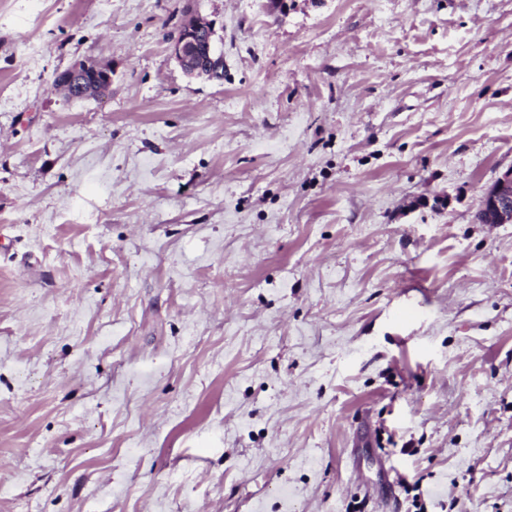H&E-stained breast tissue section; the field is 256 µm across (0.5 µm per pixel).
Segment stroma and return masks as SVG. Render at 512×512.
<instances>
[{"label":"stroma","mask_w":512,"mask_h":512,"mask_svg":"<svg viewBox=\"0 0 512 512\" xmlns=\"http://www.w3.org/2000/svg\"><path fill=\"white\" fill-rule=\"evenodd\" d=\"M286 5L0 0V512H512V0ZM215 29L210 22L191 19L181 26L171 42V54L184 73L190 77L218 79L223 55L214 48ZM57 85L66 93L71 87L87 88L84 97L101 98L111 90L112 68L93 60L78 61L58 75ZM478 212L482 224L512 223V168L503 172L484 189Z\"/></svg>","instance_id":"1"}]
</instances>
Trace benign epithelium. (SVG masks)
Here are the masks:
<instances>
[{"label":"benign epithelium","instance_id":"7a95c632","mask_svg":"<svg viewBox=\"0 0 512 512\" xmlns=\"http://www.w3.org/2000/svg\"><path fill=\"white\" fill-rule=\"evenodd\" d=\"M215 29L209 22L191 19L181 26L171 42V54L190 77L217 79L223 55L214 48ZM57 85L64 91L76 86L87 98L103 97L112 87V68L97 61L82 60L58 75ZM478 212L484 224L512 223V168L487 186L480 197Z\"/></svg>","mask_w":512,"mask_h":512}]
</instances>
